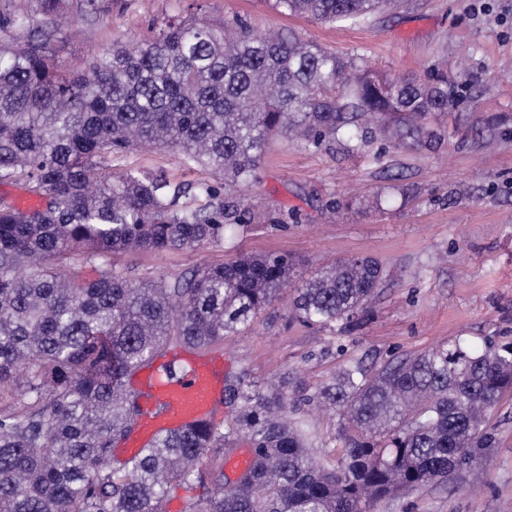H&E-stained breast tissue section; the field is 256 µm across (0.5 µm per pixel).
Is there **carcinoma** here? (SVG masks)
<instances>
[{"label":"carcinoma","mask_w":512,"mask_h":512,"mask_svg":"<svg viewBox=\"0 0 512 512\" xmlns=\"http://www.w3.org/2000/svg\"><path fill=\"white\" fill-rule=\"evenodd\" d=\"M389 0H272L288 15L359 24ZM41 18L0 10L23 32L0 44V181L42 205L0 198V512H370L396 491L446 486L495 447L490 420L512 396V346L463 339L367 369L347 364L323 395L342 410V456L324 465L303 418L288 419V377L268 391L228 388L225 422L159 437L114 458L139 422L128 378L171 347L198 350L247 330L292 281L284 255L239 254L173 279L134 281L114 259L224 244L271 134L308 148L375 123L411 134L461 96L442 73L381 80L293 33L237 17L169 23L151 40L118 44L82 67L49 54L63 32L61 0ZM176 151L211 178L173 184L123 164L138 147ZM192 197V203L182 198ZM96 275L81 278L77 262ZM371 257L325 266L296 288L307 325H354L382 287ZM246 438L252 463L229 487L202 494L210 453Z\"/></svg>","instance_id":"cac0c4a2"}]
</instances>
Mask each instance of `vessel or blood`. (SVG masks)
Masks as SVG:
<instances>
[{
  "mask_svg": "<svg viewBox=\"0 0 512 512\" xmlns=\"http://www.w3.org/2000/svg\"><path fill=\"white\" fill-rule=\"evenodd\" d=\"M217 361L211 354L193 357L187 376L173 381L165 380L155 366L139 369L128 385L141 393L143 427L125 440V447L137 451L163 434L217 420L223 410L222 387L213 371Z\"/></svg>",
  "mask_w": 512,
  "mask_h": 512,
  "instance_id": "1",
  "label": "vessel or blood"
}]
</instances>
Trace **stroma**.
<instances>
[{"label": "stroma", "instance_id": "obj_1", "mask_svg": "<svg viewBox=\"0 0 512 512\" xmlns=\"http://www.w3.org/2000/svg\"><path fill=\"white\" fill-rule=\"evenodd\" d=\"M64 8L70 26L52 45L64 62L116 40L143 42L172 19L218 26L235 15L259 31L291 30L336 55H361L391 79L446 72L462 94L458 108L397 142L375 127L317 150L275 137L242 190L244 224L227 227L223 246L131 253L116 264L136 278L171 279L241 252L277 253L301 279L340 259L379 260L388 276L353 328L297 321L289 287L215 349L225 383L289 376L302 398L294 414L311 425L318 458H335L340 423L321 391L349 362L373 367L459 336L481 346L512 341V0H398L357 25L286 16L269 0H101L95 15L79 0ZM127 161L175 183L209 177L171 151ZM492 423L496 446L482 467L444 488L400 491L374 512H512V398Z\"/></svg>", "mask_w": 512, "mask_h": 512}]
</instances>
